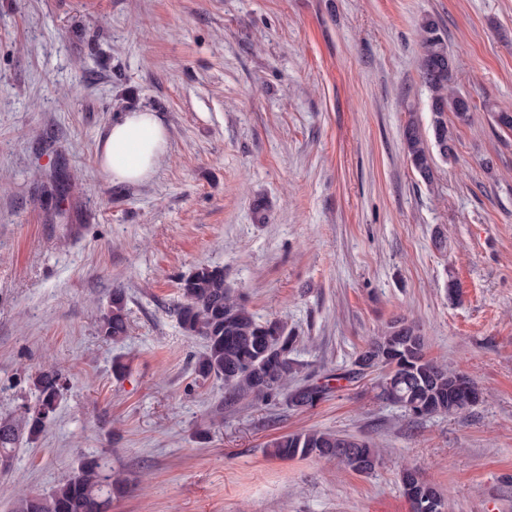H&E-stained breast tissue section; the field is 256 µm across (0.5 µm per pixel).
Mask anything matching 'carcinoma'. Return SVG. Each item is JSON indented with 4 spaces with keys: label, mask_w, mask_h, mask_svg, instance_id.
<instances>
[{
    "label": "carcinoma",
    "mask_w": 512,
    "mask_h": 512,
    "mask_svg": "<svg viewBox=\"0 0 512 512\" xmlns=\"http://www.w3.org/2000/svg\"><path fill=\"white\" fill-rule=\"evenodd\" d=\"M422 54L419 73L431 92V137L427 140L419 123L408 118L403 129L404 150L421 179L430 184L436 160L455 158V136L448 114L457 122L470 119L468 99L454 92V62L438 21L425 17L420 26ZM182 301L178 320L185 335L199 338L204 351L195 362L202 379L224 384V394L236 400L271 402L282 396L296 409L317 406L328 397L330 386L306 379L292 354L298 337L280 321H259L235 298L224 280V269L200 265L180 282ZM128 330L126 296L112 291V301L99 322V333L117 341ZM381 373L383 398L417 417L456 415L471 407L468 392L477 391L466 374L439 364L426 355L425 337L412 322L399 319L367 344L349 370L354 379L367 371ZM66 378L56 369L40 371L33 380L37 405L21 421H0V467L9 466L20 439H37L55 412ZM272 454L282 460L308 457L336 460L348 470L370 474L377 465L374 444L365 438L319 430L282 435L272 443ZM403 494L411 512L436 502L435 512H445L443 489L425 480L417 471L401 474ZM126 478L98 458L83 459L77 470L46 493L19 498L14 512H109L112 499L126 492Z\"/></svg>",
    "instance_id": "obj_1"
}]
</instances>
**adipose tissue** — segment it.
<instances>
[{
	"instance_id": "1",
	"label": "adipose tissue",
	"mask_w": 512,
	"mask_h": 512,
	"mask_svg": "<svg viewBox=\"0 0 512 512\" xmlns=\"http://www.w3.org/2000/svg\"><path fill=\"white\" fill-rule=\"evenodd\" d=\"M168 142V131L154 112L133 110L105 131L98 145V165L111 183L144 182L155 173Z\"/></svg>"
}]
</instances>
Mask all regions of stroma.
I'll list each match as a JSON object with an SVG mask.
<instances>
[{
  "mask_svg": "<svg viewBox=\"0 0 512 512\" xmlns=\"http://www.w3.org/2000/svg\"><path fill=\"white\" fill-rule=\"evenodd\" d=\"M435 18L472 106L433 183L403 127L429 128L419 24ZM170 132L152 178L95 157L123 112ZM512 0H0V419L67 379L45 431L0 469V512L85 457L131 481L109 512H410L420 470L447 512H512ZM300 336L316 407L228 402L194 372L176 314L197 266ZM456 280L458 298L448 296ZM118 342L98 331L113 289ZM477 382L463 413L415 418L379 373L346 380L392 320ZM127 367L116 378L114 361ZM310 428L376 443L372 474L267 446ZM126 296L122 289L112 291V301L99 322V333L106 340L117 341L127 334ZM401 485L411 512H422L421 505L428 500L436 502L435 512L445 511L446 498L443 489L425 480L417 471L405 469L401 474Z\"/></svg>",
  "mask_w": 512,
  "mask_h": 512,
  "instance_id": "35a3bbf8",
  "label": "stroma"
}]
</instances>
